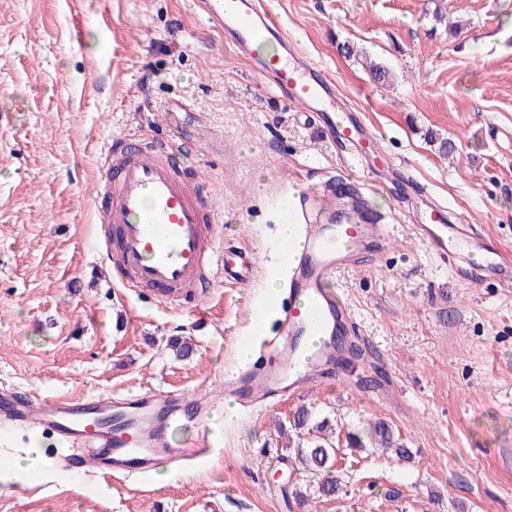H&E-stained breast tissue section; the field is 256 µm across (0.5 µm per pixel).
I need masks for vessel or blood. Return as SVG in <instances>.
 Returning a JSON list of instances; mask_svg holds the SVG:
<instances>
[{
  "label": "vessel or blood",
  "mask_w": 512,
  "mask_h": 512,
  "mask_svg": "<svg viewBox=\"0 0 512 512\" xmlns=\"http://www.w3.org/2000/svg\"><path fill=\"white\" fill-rule=\"evenodd\" d=\"M208 29L229 35L247 54L266 37L280 41L255 68L288 103L324 117L329 136L364 140L377 150L378 138L338 113L331 80L316 70L290 67L294 43L263 0H196ZM198 146L176 139L137 145L120 136L106 143L93 204L99 224L98 249L114 280L130 291L150 287L160 304L174 309L199 305L218 283L249 287L262 272L257 252L224 247V211L199 180L179 174L184 155ZM282 212L305 216L299 250L282 246L287 295L256 304L246 342H260L256 360L224 387L248 412L270 410L308 388L314 378H332L343 357L337 337L354 329L349 306L332 288L337 272L390 237L389 225L360 211L356 199L327 184L283 194ZM406 208L416 239L433 244L440 262L463 285L494 277L512 294V250L466 234L448 221L445 207L416 199ZM480 254L479 265H463V253ZM213 400L177 391L149 389L133 395L58 396L0 386V427L33 426L69 448L54 470L69 478L88 471L117 482H144L161 459L195 468L221 457L211 435ZM191 429L177 442L175 428Z\"/></svg>",
  "instance_id": "1"
}]
</instances>
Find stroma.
Returning <instances> with one entry per match:
<instances>
[{"label":"stroma","mask_w":512,"mask_h":512,"mask_svg":"<svg viewBox=\"0 0 512 512\" xmlns=\"http://www.w3.org/2000/svg\"><path fill=\"white\" fill-rule=\"evenodd\" d=\"M192 0H0V381L39 392L201 394L223 387L269 281L218 286L195 311L117 285L91 193L108 139L172 135L224 207V243L279 259L271 202L343 183L348 147L287 105ZM298 59L336 84L401 171L365 208L394 218L377 262L336 277L359 329L333 382L219 420L210 467L149 489L45 472L0 483V512H512V295L455 281L401 210L400 174L487 242L512 248V0H270ZM389 70L375 82L369 63ZM450 140L451 154L439 152ZM193 351L177 356L174 340ZM341 432L388 423L411 456L338 452L331 498L279 434L299 407Z\"/></svg>","instance_id":"obj_1"}]
</instances>
